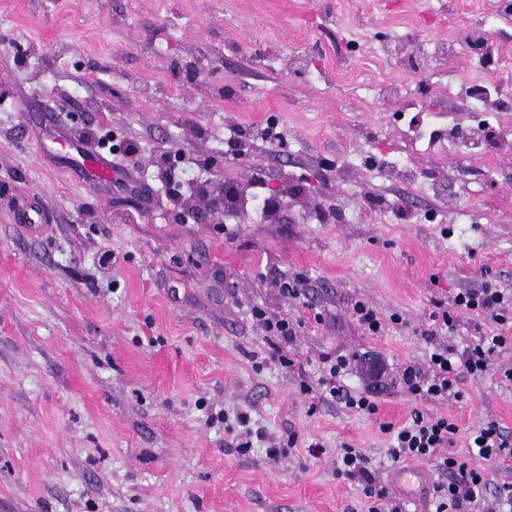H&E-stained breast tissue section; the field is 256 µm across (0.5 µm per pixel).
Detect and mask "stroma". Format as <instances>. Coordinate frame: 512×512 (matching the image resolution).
Returning a JSON list of instances; mask_svg holds the SVG:
<instances>
[{"instance_id": "obj_1", "label": "stroma", "mask_w": 512, "mask_h": 512, "mask_svg": "<svg viewBox=\"0 0 512 512\" xmlns=\"http://www.w3.org/2000/svg\"><path fill=\"white\" fill-rule=\"evenodd\" d=\"M486 32L489 63L470 46ZM270 125L283 141L234 157ZM101 129L135 146L104 184L59 154ZM163 151L214 158L237 214L177 219ZM274 187L287 204L267 217L255 194ZM20 197L42 233L16 223ZM298 275L284 298L275 280ZM487 281L512 291L500 0H0V512H367L339 449L388 485L380 426L417 406L399 377L426 363L421 331ZM358 300L401 323L368 335ZM257 308L297 320L294 339ZM325 352L357 391L362 358L383 361L376 414L318 398ZM461 390L420 406L457 440L489 421L512 437L511 383ZM254 315L256 318L263 321L268 335L275 336L280 341L288 342L296 335L295 324L292 320H288V318L276 320L263 318L265 317V312L263 310H255Z\"/></svg>"}]
</instances>
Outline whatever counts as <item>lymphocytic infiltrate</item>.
<instances>
[{"label":"lymphocytic infiltrate","mask_w":512,"mask_h":512,"mask_svg":"<svg viewBox=\"0 0 512 512\" xmlns=\"http://www.w3.org/2000/svg\"><path fill=\"white\" fill-rule=\"evenodd\" d=\"M471 315L490 323L495 333L475 337L462 350L439 346L431 353L427 369L408 366L402 381L413 399L441 401L460 398V385L468 376L498 377L512 381V368L498 365V355L512 349V292L481 285L457 292L449 308L431 313L423 335L426 339L454 332L460 316ZM326 375L319 380L320 398L343 403L346 408L373 414L377 411L370 392L347 389L342 377L349 366L346 358L325 353ZM458 428L448 418L413 410L403 426L392 429L388 456L402 466L412 460L429 464L444 475L443 483L434 487L435 512H464L472 504L482 505L484 512H512V439L493 422L475 429L465 447H457ZM336 472L363 482L368 497L375 503L369 512H378V502L388 500L387 488H376L369 461L359 449L343 446Z\"/></svg>","instance_id":"1"}]
</instances>
